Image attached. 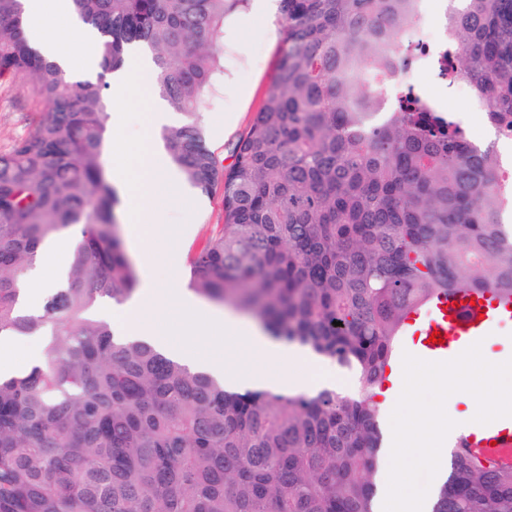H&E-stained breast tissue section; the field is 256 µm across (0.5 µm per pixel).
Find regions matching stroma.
Listing matches in <instances>:
<instances>
[{
  "instance_id": "obj_1",
  "label": "stroma",
  "mask_w": 512,
  "mask_h": 512,
  "mask_svg": "<svg viewBox=\"0 0 512 512\" xmlns=\"http://www.w3.org/2000/svg\"><path fill=\"white\" fill-rule=\"evenodd\" d=\"M285 36L281 16L244 14L224 38L232 49L224 55L226 77L207 93L199 123L208 149L224 165L231 166L232 149L243 138L259 111L275 73ZM41 103L29 82L20 76L0 80V150L8 148L30 130V119ZM232 122H225V115ZM169 223L185 224L189 234L177 248H169L164 235L144 239L142 250L153 262L161 285L186 284L190 255L224 224V191L216 186L196 194L186 207L171 214Z\"/></svg>"
}]
</instances>
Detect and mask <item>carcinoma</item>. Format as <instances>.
Wrapping results in <instances>:
<instances>
[{
	"instance_id": "cac0c4a2",
	"label": "carcinoma",
	"mask_w": 512,
	"mask_h": 512,
	"mask_svg": "<svg viewBox=\"0 0 512 512\" xmlns=\"http://www.w3.org/2000/svg\"><path fill=\"white\" fill-rule=\"evenodd\" d=\"M71 2L105 70L150 54L154 90L183 117L161 133L171 163L202 193L224 186L223 229L191 256L189 289L355 384L229 391L92 315L138 285L105 163L108 84L69 80L25 37L22 0H0V76L28 78L43 102L0 151V337H48L27 370L0 375V512H374V397L408 314L458 288L512 298V161L419 88L417 106L380 110L417 0H280L276 74L227 171L198 116L245 0ZM456 13L448 85L468 84L512 141V0ZM73 227L67 278L20 313L41 244ZM431 512H512V466L455 447Z\"/></svg>"
}]
</instances>
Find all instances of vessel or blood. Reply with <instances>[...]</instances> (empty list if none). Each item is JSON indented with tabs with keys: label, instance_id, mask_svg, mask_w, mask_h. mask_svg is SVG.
<instances>
[{
	"label": "vessel or blood",
	"instance_id": "1",
	"mask_svg": "<svg viewBox=\"0 0 512 512\" xmlns=\"http://www.w3.org/2000/svg\"><path fill=\"white\" fill-rule=\"evenodd\" d=\"M431 310V319H423L418 311L410 313L407 319L408 324L418 325L423 339L420 353L431 362L451 360L466 346L491 340L497 326L512 322V302H500L489 292L476 305L467 304L461 292L442 296L432 303ZM434 334L439 336V343H431ZM465 443L474 454L490 462L512 464V427L466 436Z\"/></svg>",
	"mask_w": 512,
	"mask_h": 512
}]
</instances>
